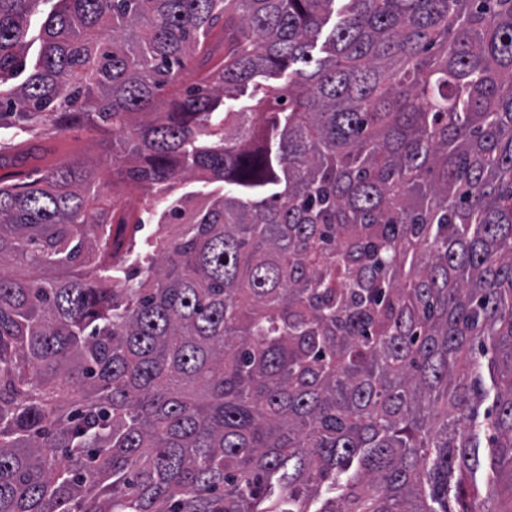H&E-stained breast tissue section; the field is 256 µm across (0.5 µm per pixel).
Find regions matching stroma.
I'll return each instance as SVG.
<instances>
[{
  "instance_id": "1",
  "label": "stroma",
  "mask_w": 512,
  "mask_h": 512,
  "mask_svg": "<svg viewBox=\"0 0 512 512\" xmlns=\"http://www.w3.org/2000/svg\"><path fill=\"white\" fill-rule=\"evenodd\" d=\"M112 140L111 131L84 120L62 129L49 126L28 134L16 129L2 130L0 152L22 156V169L28 173L37 169L84 163L101 168L103 177L97 188L101 200L117 204L140 216V224L126 230L127 236L140 242L150 238L162 224V213L169 202L184 195L209 192V185L195 178L177 183L160 200L156 199L151 190L129 192L113 187L109 175Z\"/></svg>"
}]
</instances>
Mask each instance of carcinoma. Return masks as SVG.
Returning <instances> with one entry per match:
<instances>
[{
	"label": "carcinoma",
	"mask_w": 512,
	"mask_h": 512,
	"mask_svg": "<svg viewBox=\"0 0 512 512\" xmlns=\"http://www.w3.org/2000/svg\"><path fill=\"white\" fill-rule=\"evenodd\" d=\"M84 119L224 193L0 175V512H512V0H0V130ZM288 82V75L281 76H257L245 88L242 95L236 100H225L227 109L239 110L246 109L248 106L255 104L257 99L261 98L268 85H285Z\"/></svg>",
	"instance_id": "obj_1"
}]
</instances>
